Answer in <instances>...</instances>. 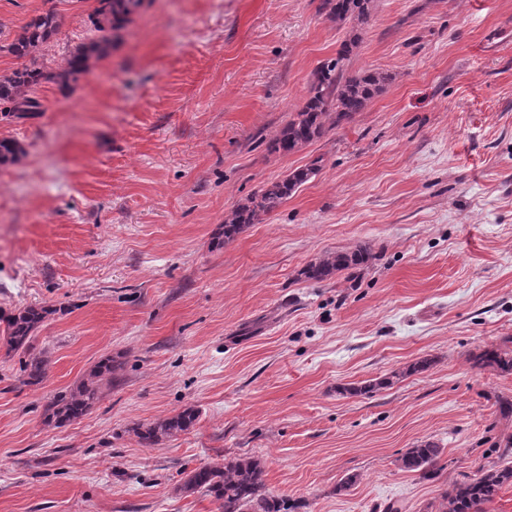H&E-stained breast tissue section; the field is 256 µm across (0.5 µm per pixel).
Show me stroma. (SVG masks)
Returning a JSON list of instances; mask_svg holds the SVG:
<instances>
[{
  "label": "stroma",
  "instance_id": "stroma-1",
  "mask_svg": "<svg viewBox=\"0 0 512 512\" xmlns=\"http://www.w3.org/2000/svg\"><path fill=\"white\" fill-rule=\"evenodd\" d=\"M321 0H148L72 90L0 123L27 154L0 168V512H217L183 472L242 455L309 512H424L477 473L512 421V376L469 352L512 336V0H373L336 25ZM63 63L94 38L93 0H0V41L38 11ZM354 71L392 80L354 121L288 155L267 143L310 75L351 33ZM320 160L319 175L227 244L242 198ZM371 242L356 279L299 272ZM51 305L32 386L5 320ZM437 359L372 395L338 386ZM107 357L122 367L82 417L53 396ZM192 406L193 429L145 447L131 433ZM444 449L433 481L402 471L417 442ZM358 474L348 492H335Z\"/></svg>",
  "mask_w": 512,
  "mask_h": 512
}]
</instances>
